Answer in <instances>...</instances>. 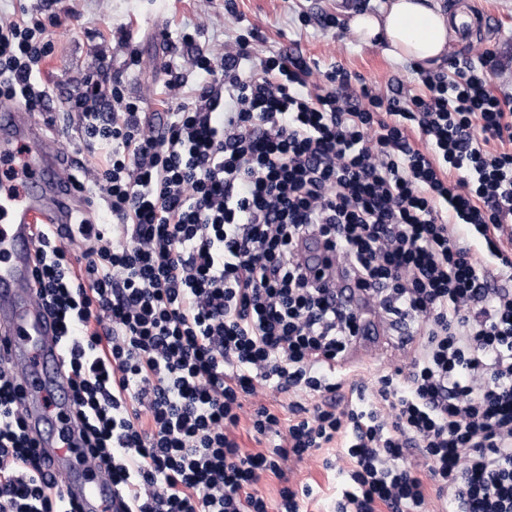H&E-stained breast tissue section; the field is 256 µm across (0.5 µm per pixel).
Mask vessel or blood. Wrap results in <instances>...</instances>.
I'll return each mask as SVG.
<instances>
[{
  "mask_svg": "<svg viewBox=\"0 0 512 512\" xmlns=\"http://www.w3.org/2000/svg\"><path fill=\"white\" fill-rule=\"evenodd\" d=\"M449 18L466 41L488 27L487 16L476 8L451 9ZM21 141L27 145L22 154ZM0 161L31 186L25 194L0 186V354L25 374L19 404L65 496L82 512H111L110 482L85 466L82 423L60 372L56 327L32 299L35 225L71 223L77 206L94 202L67 181L71 160L55 152L45 126L23 107L0 110Z\"/></svg>",
  "mask_w": 512,
  "mask_h": 512,
  "instance_id": "vessel-or-blood-1",
  "label": "vessel or blood"
}]
</instances>
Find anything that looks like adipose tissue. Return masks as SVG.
<instances>
[{
    "mask_svg": "<svg viewBox=\"0 0 512 512\" xmlns=\"http://www.w3.org/2000/svg\"><path fill=\"white\" fill-rule=\"evenodd\" d=\"M351 33L366 44L380 42L397 59L422 64L440 58L448 49V18L435 0H389L378 13H357Z\"/></svg>",
    "mask_w": 512,
    "mask_h": 512,
    "instance_id": "1",
    "label": "adipose tissue"
}]
</instances>
